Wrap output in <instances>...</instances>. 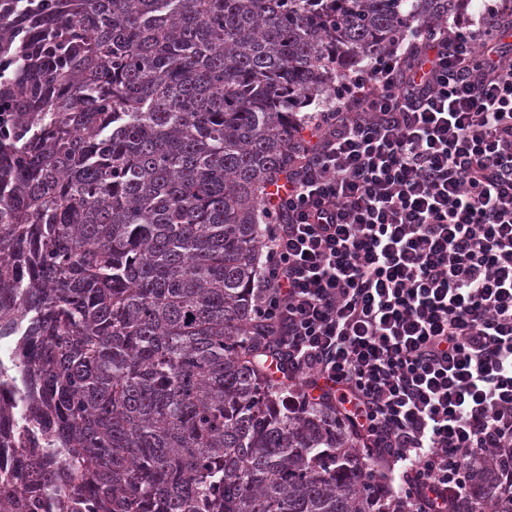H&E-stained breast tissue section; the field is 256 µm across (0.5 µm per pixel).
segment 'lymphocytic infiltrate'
<instances>
[{"label":"lymphocytic infiltrate","mask_w":512,"mask_h":512,"mask_svg":"<svg viewBox=\"0 0 512 512\" xmlns=\"http://www.w3.org/2000/svg\"><path fill=\"white\" fill-rule=\"evenodd\" d=\"M512 0L409 36L309 116L257 294L294 409L335 405L396 499L512 512Z\"/></svg>","instance_id":"obj_1"}]
</instances>
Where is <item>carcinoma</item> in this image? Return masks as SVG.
Masks as SVG:
<instances>
[{
	"mask_svg": "<svg viewBox=\"0 0 512 512\" xmlns=\"http://www.w3.org/2000/svg\"><path fill=\"white\" fill-rule=\"evenodd\" d=\"M469 3L0 0V512H406L268 378L263 199L303 109Z\"/></svg>",
	"mask_w": 512,
	"mask_h": 512,
	"instance_id": "obj_1",
	"label": "carcinoma"
}]
</instances>
